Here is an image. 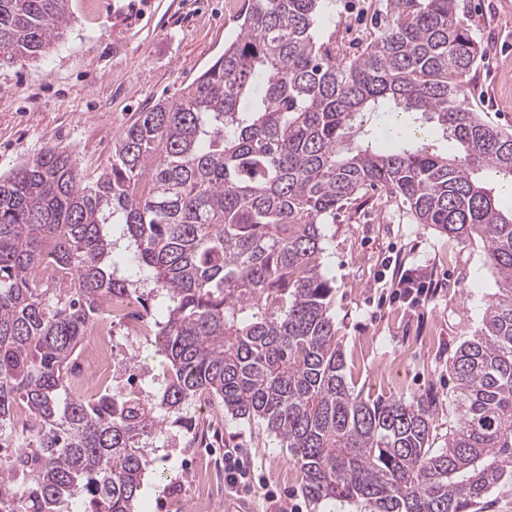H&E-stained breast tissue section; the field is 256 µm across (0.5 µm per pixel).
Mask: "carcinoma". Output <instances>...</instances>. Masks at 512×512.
Segmentation results:
<instances>
[{"label": "carcinoma", "instance_id": "1", "mask_svg": "<svg viewBox=\"0 0 512 512\" xmlns=\"http://www.w3.org/2000/svg\"><path fill=\"white\" fill-rule=\"evenodd\" d=\"M326 2L249 0L224 53L139 113L93 182L53 147L0 176V512L80 492L89 512H136L146 448L201 398L266 422L313 503L476 512L512 482V210L489 186L512 178V133L464 103L480 45L459 0H385L374 39L338 63L316 33ZM70 22V0H0V54L41 56ZM431 123L458 154L435 152ZM367 186L481 242L495 275L451 362L442 448L424 400L363 398L343 374L320 225ZM42 264L71 287L39 282ZM136 291L161 388L72 393L103 302Z\"/></svg>", "mask_w": 512, "mask_h": 512}]
</instances>
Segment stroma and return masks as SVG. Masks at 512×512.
<instances>
[{"instance_id":"35a3bbf8","label":"stroma","mask_w":512,"mask_h":512,"mask_svg":"<svg viewBox=\"0 0 512 512\" xmlns=\"http://www.w3.org/2000/svg\"><path fill=\"white\" fill-rule=\"evenodd\" d=\"M244 0H70L73 21L63 39L36 59H0V175L53 146L74 153L95 180L112 148L144 108L178 97L225 42L239 32ZM462 24L487 49L471 75L466 103L512 131V0H467ZM380 0H331L318 23L338 56L358 55L370 39ZM323 271L333 287L336 337L354 392L372 398L429 401L437 436L454 415L449 365L474 336L495 291L480 246L416 223L383 187L360 192L323 225ZM422 268L437 284L425 304L393 295L398 270ZM188 426L168 425L149 449L155 469L140 488L142 512H162L168 494L192 508L193 476L209 474L214 512H333L301 490L299 465L264 421H246L198 404ZM236 449L248 478L229 486L224 453ZM170 473L175 485L161 481ZM277 502H269V494Z\"/></svg>"}]
</instances>
